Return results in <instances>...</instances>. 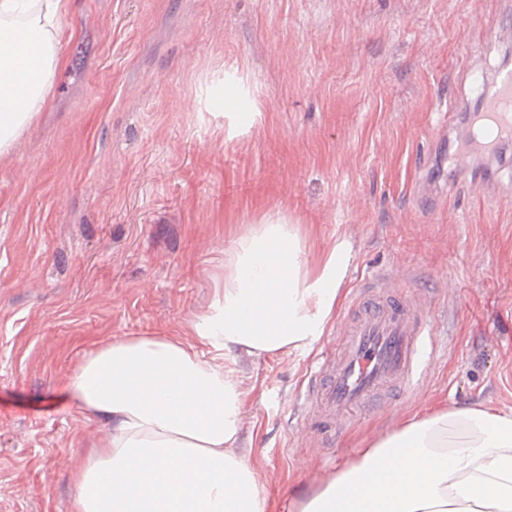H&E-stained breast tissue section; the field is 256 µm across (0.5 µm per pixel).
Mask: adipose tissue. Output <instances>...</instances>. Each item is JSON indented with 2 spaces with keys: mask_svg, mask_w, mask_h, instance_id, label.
<instances>
[{
  "mask_svg": "<svg viewBox=\"0 0 512 512\" xmlns=\"http://www.w3.org/2000/svg\"><path fill=\"white\" fill-rule=\"evenodd\" d=\"M70 0H0V155L49 107ZM307 233L269 209L224 251L194 341L126 336L86 354L67 399L105 435L73 458L72 512H268L238 439L247 400L224 357L310 354L352 261L343 238L307 260ZM289 512H512V408L486 403L402 416Z\"/></svg>",
  "mask_w": 512,
  "mask_h": 512,
  "instance_id": "ef3b65f1",
  "label": "adipose tissue"
}]
</instances>
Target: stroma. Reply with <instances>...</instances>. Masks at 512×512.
Returning a JSON list of instances; mask_svg holds the SVG:
<instances>
[{
	"label": "stroma",
	"instance_id": "35a3bbf8",
	"mask_svg": "<svg viewBox=\"0 0 512 512\" xmlns=\"http://www.w3.org/2000/svg\"><path fill=\"white\" fill-rule=\"evenodd\" d=\"M512 0H71L39 112L0 157V512H70L72 456L105 430L63 387L123 336L192 340L224 247L268 209L347 238L354 290L378 270L431 299L440 349L414 399L351 412L333 445L297 425L306 356L226 355L249 393L244 447L274 501L427 401L512 407V141L461 176L472 128H438L512 65L484 42ZM256 112L228 136L226 102ZM497 173L486 189L478 174Z\"/></svg>",
	"mask_w": 512,
	"mask_h": 512
}]
</instances>
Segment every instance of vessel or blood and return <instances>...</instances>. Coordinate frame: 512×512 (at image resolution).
I'll return each instance as SVG.
<instances>
[{
	"instance_id": "vessel-or-blood-1",
	"label": "vessel or blood",
	"mask_w": 512,
	"mask_h": 512,
	"mask_svg": "<svg viewBox=\"0 0 512 512\" xmlns=\"http://www.w3.org/2000/svg\"><path fill=\"white\" fill-rule=\"evenodd\" d=\"M477 103L474 138L451 157L460 173L472 170L476 155L495 154L512 138V67L495 69ZM431 329L428 299L400 291L390 272H376L341 320L336 347L316 367L306 392L305 422L330 438L341 428L339 415L378 407L389 394L412 393L411 377Z\"/></svg>"
}]
</instances>
